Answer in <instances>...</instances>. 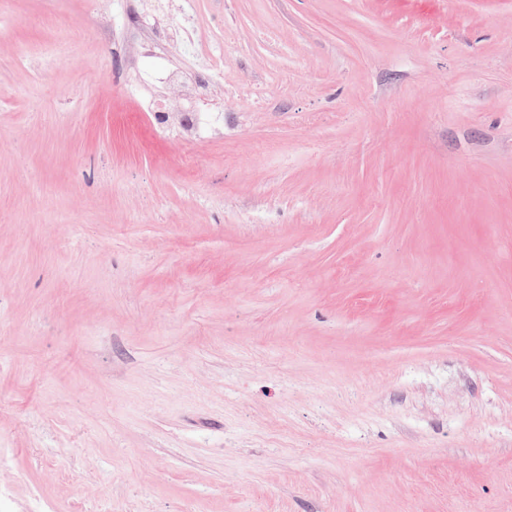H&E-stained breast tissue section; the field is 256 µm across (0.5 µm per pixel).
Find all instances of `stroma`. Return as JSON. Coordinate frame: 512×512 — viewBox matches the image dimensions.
Returning a JSON list of instances; mask_svg holds the SVG:
<instances>
[{
    "label": "stroma",
    "instance_id": "stroma-1",
    "mask_svg": "<svg viewBox=\"0 0 512 512\" xmlns=\"http://www.w3.org/2000/svg\"><path fill=\"white\" fill-rule=\"evenodd\" d=\"M97 8L0 0L16 512H512V0H166L192 135ZM194 18L191 14L185 12L181 17L178 24V30L182 36L180 43L189 51L200 56L202 59L201 67L194 73L191 78H188L183 73L171 72L168 74L167 79L174 85H181L186 90V97L184 100L185 112L191 127H184L187 132H192L199 127L204 114L212 112L207 108V103L210 100L207 94L209 86L214 82V74L207 63V56L203 52L202 47L193 36Z\"/></svg>",
    "mask_w": 512,
    "mask_h": 512
}]
</instances>
